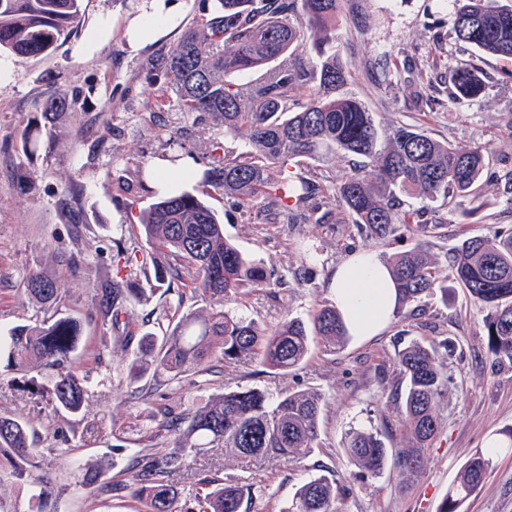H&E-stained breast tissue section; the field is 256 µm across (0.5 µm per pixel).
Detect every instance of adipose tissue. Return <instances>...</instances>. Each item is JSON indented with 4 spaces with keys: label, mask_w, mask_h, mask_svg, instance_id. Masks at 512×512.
Instances as JSON below:
<instances>
[{
    "label": "adipose tissue",
    "mask_w": 512,
    "mask_h": 512,
    "mask_svg": "<svg viewBox=\"0 0 512 512\" xmlns=\"http://www.w3.org/2000/svg\"><path fill=\"white\" fill-rule=\"evenodd\" d=\"M178 0H149L145 14L133 18L127 36L133 46L150 40L179 9ZM332 300L353 337L374 336L384 330L398 310V291L389 267L370 250L351 255L331 280Z\"/></svg>",
    "instance_id": "adipose-tissue-1"
}]
</instances>
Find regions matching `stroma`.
Segmentation results:
<instances>
[{"label":"stroma","mask_w":512,"mask_h":512,"mask_svg":"<svg viewBox=\"0 0 512 512\" xmlns=\"http://www.w3.org/2000/svg\"><path fill=\"white\" fill-rule=\"evenodd\" d=\"M144 8V0H84L77 32L51 54L24 60L0 54L6 68L0 75L1 329L42 320L39 308L21 295L34 266L56 281L70 308L86 312L92 288L115 272L116 225L138 223L140 211L160 195L148 179L151 164L162 157L157 121L165 119L177 128L191 125L192 117L172 98L155 107L150 95L168 79L154 62L201 20L204 5L182 0L179 16L165 31L135 50L123 32ZM105 19L112 22L110 38L92 54L78 55L79 46ZM453 22L450 0H343L337 27L341 59L353 75L349 90L374 112L381 129L405 123L455 146L485 143L497 158V170L512 168V59L484 56L457 42ZM385 51L412 56L421 66L437 53L449 67L473 61L486 72L487 89L469 103L452 105L449 85L441 81L431 90L430 103H414L408 71L382 75L378 59ZM51 93L76 102L52 125L43 118ZM30 130L37 135L36 149L26 153L22 140ZM189 151L194 168L170 173V182L201 198L242 252L285 277L287 305L262 296L247 311L265 327L286 314L307 316L318 302L330 300L331 274L352 253L366 249L384 258L423 244L442 263L465 238L512 228L511 195L504 182L488 176L479 220L459 210L449 214L441 229L413 224L382 240L365 237L353 224H300L280 234L272 225L248 223L231 199L205 182L207 136H196ZM73 185L81 190L76 204L67 193ZM64 251L79 257L82 272L60 262ZM421 307V315L395 316L376 336L349 340L332 352L314 348L297 370L274 373L257 360H243L207 386L151 370L130 378L126 364L136 342L116 340L105 328L87 325L83 346L102 352L103 361H88L83 354L75 359L76 367L90 374L82 411L48 420L37 403L52 386V372L29 377L8 371L1 359L0 414L20 418L35 431L41 464L55 481L49 512H143L122 485L132 454L162 453L174 446L172 436L157 427L153 413L158 406L189 413L214 394L237 388L255 387L275 396L319 391L326 397L320 438L300 463L262 465L227 446L212 472L221 480L249 475L265 486L263 495L245 503V512H285L314 466H323L336 480L347 479L351 466L342 442L349 426L378 427L387 447H400L391 398L397 352L408 341L431 342L445 335L455 348L444 359L442 429L424 451L422 473L410 477L391 465L378 478L352 482L342 512H437L460 467L491 441L499 444L493 469L462 512H512V364L497 363L488 350L487 311L457 283H449L447 293L424 297ZM90 470L98 478L88 485L83 474Z\"/></svg>","instance_id":"35a3bbf8"}]
</instances>
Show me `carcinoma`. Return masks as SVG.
<instances>
[{
	"label": "carcinoma",
	"instance_id": "carcinoma-1",
	"mask_svg": "<svg viewBox=\"0 0 512 512\" xmlns=\"http://www.w3.org/2000/svg\"><path fill=\"white\" fill-rule=\"evenodd\" d=\"M83 0H0V52L18 59L49 54L78 26ZM454 35L480 54L512 58V0H455ZM341 0H212L201 23L189 28L157 63L167 76L158 98L175 95L192 125L159 126L157 138L175 165L187 154L190 139L223 126L213 134L205 181L234 198L254 224H335L346 214L359 230L384 239L401 224H445L430 204L469 207L477 214L482 178L492 149L475 143L453 146L425 130L397 124L383 131L374 113L345 90L352 76L340 58L336 17ZM313 33L307 56L298 53L305 32ZM454 104L479 97L486 88L474 64H462L449 76ZM306 89L304 95L298 90ZM74 101L51 96L45 118L53 119ZM246 138L234 152L229 139ZM357 157L358 165L338 180V157ZM419 200L405 207L403 197ZM143 237L134 229L113 240L119 265L112 280L94 290L86 314L67 309L56 282L36 267L22 296L38 304L44 318L34 325L0 330V355L12 371L56 372L50 393L53 416L79 413L88 373L72 367L82 326L98 322L123 338L136 325L129 308L163 291L176 294L155 324L162 338L141 335L138 352L128 361L133 375L154 369L174 378L224 375V367L255 356L279 373L298 369L315 345L329 351L343 345L348 332L334 303L321 302L308 319L287 315L271 328L236 309L253 297L281 299L271 290L281 283L278 270L266 268L224 237V224L204 201L184 191L151 203L139 215ZM397 284L401 308L420 311L421 299L439 282V262L419 245L387 260ZM448 278L487 309L484 322L489 351L498 362L512 363V232L465 239L450 257ZM190 299L215 306L182 313ZM448 339L412 341L398 352V382L392 393L402 427L403 446H385L378 431L350 428L343 450L356 468L355 479L375 478L389 460L409 476L425 465L424 450L440 431V400L447 387L442 371ZM325 397L299 390L271 397L257 388L215 394L192 413L163 412L161 430L175 437L164 453H137L128 463L126 488L149 512H243L244 499L265 487L242 478L227 482L200 479L199 491L181 498L175 477H196L203 448L229 444L244 457L271 466H286L305 456L319 438ZM494 453L478 450L459 469L439 512H461L482 488L493 469ZM40 453L26 424L0 416V469L33 487L40 510L54 492V479L40 471ZM349 487L314 475L295 491L286 512H340Z\"/></svg>",
	"mask_w": 512,
	"mask_h": 512
}]
</instances>
